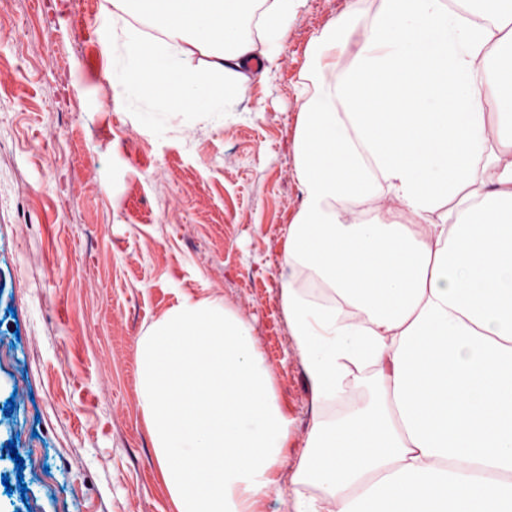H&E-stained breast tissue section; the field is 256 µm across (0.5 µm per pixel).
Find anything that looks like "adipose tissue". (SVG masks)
I'll list each match as a JSON object with an SVG mask.
<instances>
[{
    "label": "adipose tissue",
    "instance_id": "ef3b65f1",
    "mask_svg": "<svg viewBox=\"0 0 512 512\" xmlns=\"http://www.w3.org/2000/svg\"><path fill=\"white\" fill-rule=\"evenodd\" d=\"M255 2L112 0L99 17L108 81L154 137L224 128L250 64L275 66L299 0H272L258 40L241 32ZM508 17L512 0H348L307 49L328 81L298 91L302 200L278 265L314 398L293 512H512ZM138 352L177 512H255L288 419L249 323L187 296Z\"/></svg>",
    "mask_w": 512,
    "mask_h": 512
}]
</instances>
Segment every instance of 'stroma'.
<instances>
[{
  "instance_id": "1",
  "label": "stroma",
  "mask_w": 512,
  "mask_h": 512,
  "mask_svg": "<svg viewBox=\"0 0 512 512\" xmlns=\"http://www.w3.org/2000/svg\"><path fill=\"white\" fill-rule=\"evenodd\" d=\"M345 0H301L236 120L152 138L103 77L109 0H5L0 30V512H174L137 391V344L183 295L253 329L288 446L258 512H293L313 393L277 264L300 204L293 139L314 35ZM18 459H11V452Z\"/></svg>"
}]
</instances>
